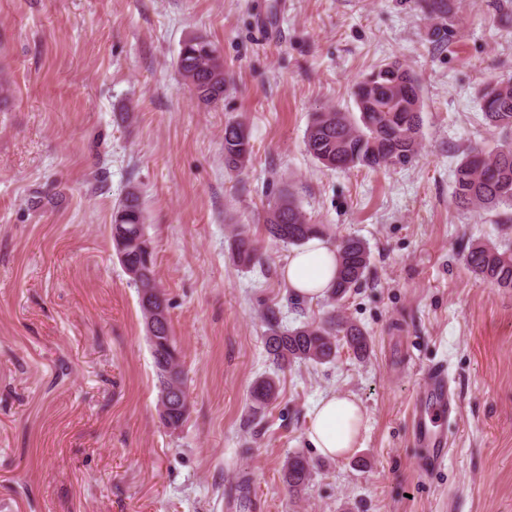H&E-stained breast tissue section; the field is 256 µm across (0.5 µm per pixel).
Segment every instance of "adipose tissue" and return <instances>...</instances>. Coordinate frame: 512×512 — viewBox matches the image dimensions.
Wrapping results in <instances>:
<instances>
[{
  "mask_svg": "<svg viewBox=\"0 0 512 512\" xmlns=\"http://www.w3.org/2000/svg\"><path fill=\"white\" fill-rule=\"evenodd\" d=\"M337 260L336 247L314 237L291 254L283 276L295 296L316 300L329 289ZM365 428V415L357 400L331 393L314 405L307 436L320 454L340 458L359 442Z\"/></svg>",
  "mask_w": 512,
  "mask_h": 512,
  "instance_id": "obj_1",
  "label": "adipose tissue"
}]
</instances>
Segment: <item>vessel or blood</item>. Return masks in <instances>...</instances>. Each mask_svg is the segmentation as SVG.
<instances>
[{"instance_id": "vessel-or-blood-1", "label": "vessel or blood", "mask_w": 512, "mask_h": 512, "mask_svg": "<svg viewBox=\"0 0 512 512\" xmlns=\"http://www.w3.org/2000/svg\"><path fill=\"white\" fill-rule=\"evenodd\" d=\"M446 368H430L421 391L413 401V426L416 442L425 450L422 472L444 466L448 458V437L444 424L454 407L450 400Z\"/></svg>"}]
</instances>
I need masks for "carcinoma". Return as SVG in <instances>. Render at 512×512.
<instances>
[{
    "label": "carcinoma",
    "mask_w": 512,
    "mask_h": 512,
    "mask_svg": "<svg viewBox=\"0 0 512 512\" xmlns=\"http://www.w3.org/2000/svg\"><path fill=\"white\" fill-rule=\"evenodd\" d=\"M422 13L434 21L432 41L446 44L452 37L448 28L453 0H416ZM176 67L198 102L205 105L224 98V60L220 51L204 36L182 42ZM359 116L328 110L315 112L305 133L307 152L327 168L356 166L371 169L407 165L421 148L420 88L409 68L398 61L374 69L357 83L354 91ZM485 121L505 132L506 140L496 148L470 150L455 170L453 201L473 210L499 205L512 206V77L496 80L484 89L481 105ZM252 152L247 126L242 121L224 126V163L231 171L242 169ZM268 236L288 246H302L314 236L326 234L324 225L315 224L298 204L294 194L283 187L265 217ZM112 245L129 282L135 288L160 286L152 240L145 224L144 208L136 188H129L112 212ZM238 262L249 267L260 260L256 242L242 226L234 235ZM338 266L328 298L339 302L359 287L370 265V250L365 241L344 236L337 244ZM468 267L481 279L499 288H512V252L489 244L471 248ZM142 319L155 318L149 343L158 381L171 373L178 382L168 400L162 403L160 418L164 426L176 430L189 413L185 405L184 371L180 351L170 332L169 303L154 295L150 312L138 298ZM347 347L357 356L370 348L365 332L347 319L331 314L319 324H303L292 329L272 328L265 336L266 352L277 367L295 363L324 364L333 361L339 348ZM274 379L262 378L253 386V411L276 398ZM312 477L307 457L295 453L284 466L288 491L299 495Z\"/></svg>",
    "instance_id": "cac0c4a2"
}]
</instances>
